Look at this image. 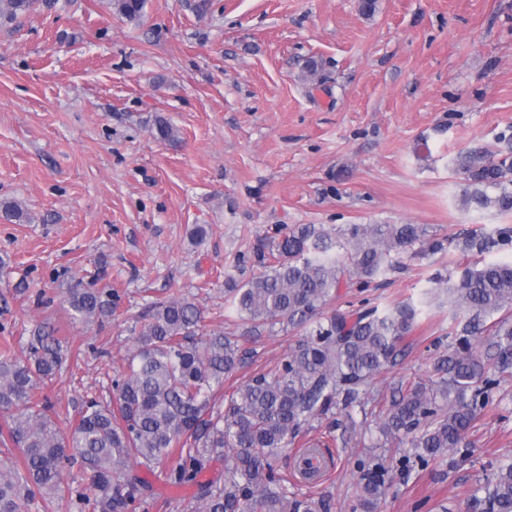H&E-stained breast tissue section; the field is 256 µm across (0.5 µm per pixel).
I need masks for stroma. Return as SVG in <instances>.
<instances>
[{
	"label": "stroma",
	"mask_w": 512,
	"mask_h": 512,
	"mask_svg": "<svg viewBox=\"0 0 512 512\" xmlns=\"http://www.w3.org/2000/svg\"><path fill=\"white\" fill-rule=\"evenodd\" d=\"M147 0L140 22L109 0H54L0 27V349L25 357L37 326L75 354L42 392L60 429L85 400L113 397L154 303L186 298L200 331L238 339L245 358L216 388L214 408L272 368L298 337L287 326L248 331L227 277L260 272L276 227L420 224L452 238L512 225V214L466 210L463 150L512 128V0ZM326 80L303 77L307 59ZM176 131L154 138L156 118ZM208 229L195 244L196 226ZM454 248L405 253L377 286L341 288L334 307L403 301L419 323L373 381L367 419L315 420L282 451L278 473L323 512H352L369 456V428L397 388L435 377L436 337L451 305L431 302L435 274L460 273ZM96 284L120 300L104 322L74 321L68 288ZM332 461L319 482L295 469L308 441ZM465 455L403 463L407 443L380 449L388 491L378 512H474L471 496L512 456V377L466 433ZM228 457L198 483L174 485L137 468L136 512H194L199 482H222Z\"/></svg>",
	"instance_id": "35a3bbf8"
}]
</instances>
